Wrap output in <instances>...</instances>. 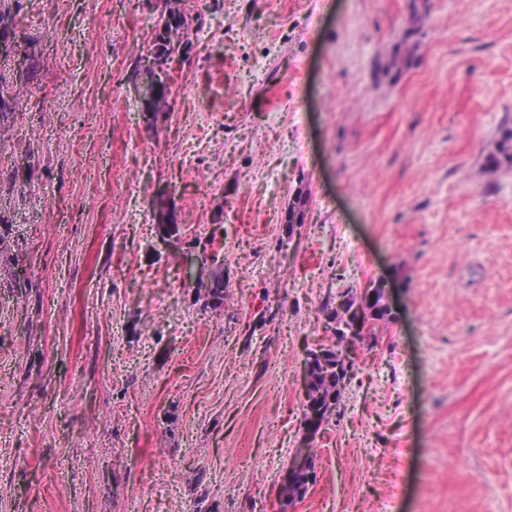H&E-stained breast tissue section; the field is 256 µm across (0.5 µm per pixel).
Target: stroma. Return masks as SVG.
Segmentation results:
<instances>
[{"mask_svg": "<svg viewBox=\"0 0 512 512\" xmlns=\"http://www.w3.org/2000/svg\"><path fill=\"white\" fill-rule=\"evenodd\" d=\"M169 2L157 112V8L14 9L0 512H275L301 452L289 512H512V0ZM374 279L396 319L306 442V353ZM172 15L163 27H160L161 22L158 23L159 29L155 38L157 49L168 50V46L173 49L175 45L183 44L184 40L189 39L192 23H188L184 14ZM160 69L155 66H146L141 73H139L140 81V95L144 101L149 100L156 102L158 100L164 101L169 95V89L167 82L163 79L164 85H162L160 77L163 74L160 73ZM313 483L312 459L309 455L299 454L288 467V475L284 479L281 492L285 496L284 511L293 505L294 498H288L286 489L296 490V503L303 500Z\"/></svg>", "mask_w": 512, "mask_h": 512, "instance_id": "obj_1", "label": "stroma"}]
</instances>
